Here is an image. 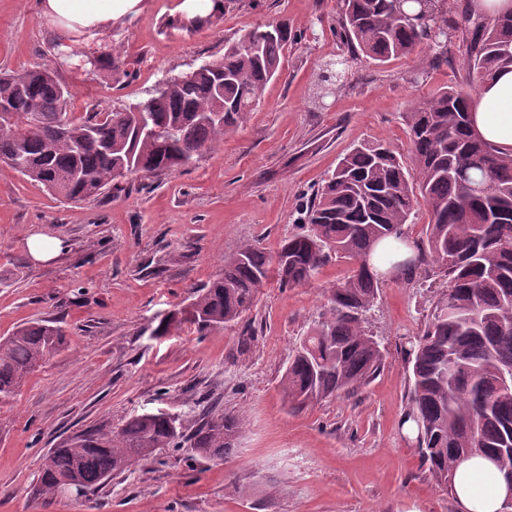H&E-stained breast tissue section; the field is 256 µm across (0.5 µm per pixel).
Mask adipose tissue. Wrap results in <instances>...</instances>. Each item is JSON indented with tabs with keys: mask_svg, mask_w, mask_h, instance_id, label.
Listing matches in <instances>:
<instances>
[{
	"mask_svg": "<svg viewBox=\"0 0 512 512\" xmlns=\"http://www.w3.org/2000/svg\"><path fill=\"white\" fill-rule=\"evenodd\" d=\"M140 0H41V12L62 33L78 29L106 30L133 12ZM471 128L497 151L512 154V69L484 80L469 101ZM507 484L480 454L462 460L455 472L454 493L462 512H501Z\"/></svg>",
	"mask_w": 512,
	"mask_h": 512,
	"instance_id": "1",
	"label": "adipose tissue"
}]
</instances>
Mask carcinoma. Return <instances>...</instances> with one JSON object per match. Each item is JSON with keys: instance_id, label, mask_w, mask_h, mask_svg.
Here are the masks:
<instances>
[{"instance_id": "obj_1", "label": "carcinoma", "mask_w": 512, "mask_h": 512, "mask_svg": "<svg viewBox=\"0 0 512 512\" xmlns=\"http://www.w3.org/2000/svg\"><path fill=\"white\" fill-rule=\"evenodd\" d=\"M442 0H342L346 45L374 61L414 54L448 39ZM469 66L476 81L512 67V15L487 25L469 14ZM459 21V22H461ZM453 22V28H459ZM272 29L275 36L263 31ZM256 48L224 42V56L196 72L159 81L150 97L120 112H70L71 92L56 70L36 65L0 70V162L57 198L94 202L123 190L122 172L161 178L215 152L243 124L266 85L281 74L288 24L260 25ZM469 96L453 88L420 100L407 122L414 167L381 143H361L339 162L307 207L308 227L273 254L246 245L184 311L201 330L221 328L251 310L259 289L311 281L322 266L345 259L352 274L329 292L326 309L304 336L282 375L284 398L302 407L366 385L380 370L383 348L366 326L378 284L369 267L377 244L406 240L418 198L430 210L419 261L430 255L448 277L421 336L406 350L412 363L405 420L417 427L418 448L436 482L454 492L463 448L512 474V156L476 138ZM55 321L16 327L0 337V400L64 344ZM243 420L209 412L191 425L169 413L131 415L119 427L84 430L45 458L38 494L69 483L90 492L162 448L189 444L222 460Z\"/></svg>"}]
</instances>
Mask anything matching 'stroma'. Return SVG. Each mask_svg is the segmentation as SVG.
<instances>
[{"label": "stroma", "instance_id": "35a3bbf8", "mask_svg": "<svg viewBox=\"0 0 512 512\" xmlns=\"http://www.w3.org/2000/svg\"><path fill=\"white\" fill-rule=\"evenodd\" d=\"M182 2L143 0L102 33L121 69L59 67L72 111L145 101L164 76L222 58L225 40L284 19L292 40L282 73L219 151L161 179L136 178L126 192L62 203L0 164V336L37 319L66 331L61 350L0 401V512H461L401 426L411 384L404 350L445 278L421 265L380 277L367 318L385 349L382 368L354 393L301 409L284 399L281 378L328 290L349 276L346 261L301 286H264L225 328L152 330L244 245L273 252L302 232L306 204L353 144L384 142L412 165L406 114L438 89L469 87V33L457 30L442 55L379 63L342 44L339 0H223L211 24L165 26ZM63 40L40 0H0V68L53 64ZM34 233L61 240L57 257L32 258ZM205 403L244 419L224 460L165 448L85 497L37 495L45 455L71 435L159 408L191 422Z\"/></svg>", "mask_w": 512, "mask_h": 512}]
</instances>
